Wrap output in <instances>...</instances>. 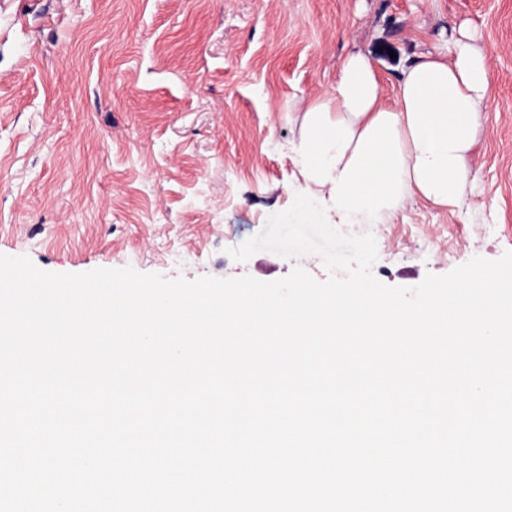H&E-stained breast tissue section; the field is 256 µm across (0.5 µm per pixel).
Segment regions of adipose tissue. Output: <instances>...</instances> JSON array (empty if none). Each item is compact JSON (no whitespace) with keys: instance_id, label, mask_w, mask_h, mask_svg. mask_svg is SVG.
I'll return each mask as SVG.
<instances>
[{"instance_id":"ef3b65f1","label":"adipose tissue","mask_w":512,"mask_h":512,"mask_svg":"<svg viewBox=\"0 0 512 512\" xmlns=\"http://www.w3.org/2000/svg\"><path fill=\"white\" fill-rule=\"evenodd\" d=\"M476 40L462 24L447 53L409 61L392 103L382 100L378 60L357 50L328 93L289 106L301 208H315L328 224H385L417 200L460 208L472 191L469 160L492 99Z\"/></svg>"}]
</instances>
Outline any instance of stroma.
<instances>
[{
    "instance_id": "35a3bbf8",
    "label": "stroma",
    "mask_w": 512,
    "mask_h": 512,
    "mask_svg": "<svg viewBox=\"0 0 512 512\" xmlns=\"http://www.w3.org/2000/svg\"><path fill=\"white\" fill-rule=\"evenodd\" d=\"M478 34L495 97L471 159L481 210L422 201L372 234L374 276L414 287L512 250V0H0V254L41 270L274 281L321 259L228 248L294 201L288 104L356 50L399 60Z\"/></svg>"
}]
</instances>
